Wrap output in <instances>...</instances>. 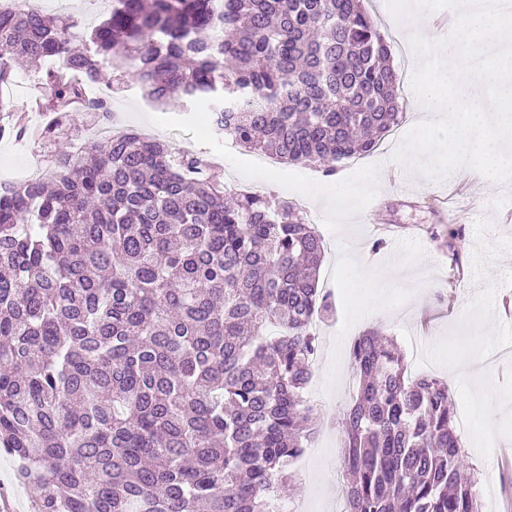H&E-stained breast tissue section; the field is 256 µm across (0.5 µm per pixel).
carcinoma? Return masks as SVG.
<instances>
[{
  "mask_svg": "<svg viewBox=\"0 0 512 512\" xmlns=\"http://www.w3.org/2000/svg\"><path fill=\"white\" fill-rule=\"evenodd\" d=\"M211 2L112 0L91 28L0 15V85L14 60L61 57L66 73L34 72L42 111L103 122L111 103L84 84L133 66L147 102H206L215 134L328 176L401 123L362 0ZM50 169L0 193V450L32 512H266L314 433L321 236L288 201H224L201 155L132 128ZM349 363L344 512H483L448 384L408 377L377 330Z\"/></svg>",
  "mask_w": 512,
  "mask_h": 512,
  "instance_id": "obj_1",
  "label": "carcinoma"
}]
</instances>
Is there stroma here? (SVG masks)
I'll return each instance as SVG.
<instances>
[{
  "mask_svg": "<svg viewBox=\"0 0 512 512\" xmlns=\"http://www.w3.org/2000/svg\"><path fill=\"white\" fill-rule=\"evenodd\" d=\"M370 18L384 35L392 65L404 82L399 106L404 114L398 132L388 136L370 155L337 166V180L349 184L367 170L388 168L389 185L358 196L352 203L337 202L333 188L308 200L297 191L300 184H318L321 174L304 165H262L255 153L228 155L220 140L200 135L195 116L205 103L186 105L172 100L165 110L148 107L140 96L137 74L127 69L125 91L113 97L112 109L125 124L152 128L172 149L191 146L192 150L222 158L221 179L228 191L274 194L295 203L303 212L318 216L317 229L325 240L320 286L332 293L335 310L321 325L322 348L313 366V376L303 392L316 408L319 419L318 446L324 458L307 459L296 497L315 502V512H332L330 502L340 499L342 482V441L338 420L355 395L345 384L349 367V348L363 331L379 329L392 337L407 353L409 374H431L447 380L459 417L479 414L490 421L500 437L490 445L478 427L464 436V453L478 471L482 499L500 501L505 473L502 459L512 457V358L484 365L485 356L499 347L512 346V312L504 309L512 302V186L505 188L479 180L475 170L459 174L468 191L451 196V225L441 224L439 197L449 188L448 181L432 182L413 171H393V153L402 133L422 119L421 113L408 111L414 93L410 81L415 72L408 36L388 9L386 0H363ZM21 100L11 113L12 121L26 126L25 140L0 139V181L11 177L20 163L32 157L51 156L67 147V140L41 139L49 115L35 108L41 92L32 78L18 74L15 80ZM388 224L408 228V235L387 239L380 250H373L376 238L370 215ZM457 228L460 237L449 243L446 233ZM365 263L372 270L398 278L402 287L377 314L359 313L362 289L352 287L346 267L350 260ZM490 306L492 320L483 324L479 315ZM487 326L489 339L480 351H471L475 331ZM492 379V397L482 411H475L473 395L477 385Z\"/></svg>",
  "mask_w": 512,
  "mask_h": 512,
  "instance_id": "1",
  "label": "stroma"
}]
</instances>
